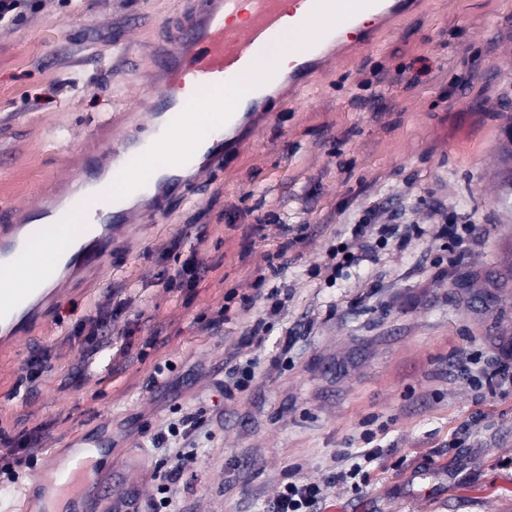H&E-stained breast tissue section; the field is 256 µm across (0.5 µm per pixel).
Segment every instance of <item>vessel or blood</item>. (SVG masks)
<instances>
[{
    "instance_id": "vessel-or-blood-1",
    "label": "vessel or blood",
    "mask_w": 512,
    "mask_h": 512,
    "mask_svg": "<svg viewBox=\"0 0 512 512\" xmlns=\"http://www.w3.org/2000/svg\"><path fill=\"white\" fill-rule=\"evenodd\" d=\"M183 25L156 55V78L147 88L149 112L123 113L113 123L122 148L86 154L77 175L58 194L23 210L0 207V349L10 350L23 333L42 326L62 285L103 267L120 234L134 225L130 195H151L154 206L187 199L200 176L220 170L241 147L243 129L271 121L280 105L325 71L338 56L396 31L420 13L423 0H187ZM296 18V35L281 41L284 10ZM288 52L287 69L276 57ZM192 81L198 95L184 103L178 88ZM249 83L232 103L213 96L216 87ZM70 231L67 250L49 265L18 278L30 246L46 232ZM87 442L58 477L66 512H84L88 499L103 496Z\"/></svg>"
}]
</instances>
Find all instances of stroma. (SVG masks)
<instances>
[{"mask_svg": "<svg viewBox=\"0 0 512 512\" xmlns=\"http://www.w3.org/2000/svg\"><path fill=\"white\" fill-rule=\"evenodd\" d=\"M180 13L179 0H41L0 28V206L67 180L98 122L138 102L135 74ZM511 177L512 0H428L302 90L191 201L145 217L84 291L63 293L61 318L0 354V438H32L42 457L111 436L99 474L141 505L186 451L172 512H276L291 480L329 481L321 512H512V386L474 389L451 365L477 349L512 363ZM438 206L477 226L447 266ZM371 215L424 233L334 270L330 250ZM283 245L287 269L257 285ZM191 251L206 274L165 287ZM260 289L283 308L257 347ZM97 317L95 350L77 325ZM248 362L251 387L225 395ZM187 414L201 421L190 441L153 447ZM368 422L381 428L369 484L333 480ZM27 452L0 466L11 512L39 495Z\"/></svg>", "mask_w": 512, "mask_h": 512, "instance_id": "stroma-1", "label": "stroma"}]
</instances>
